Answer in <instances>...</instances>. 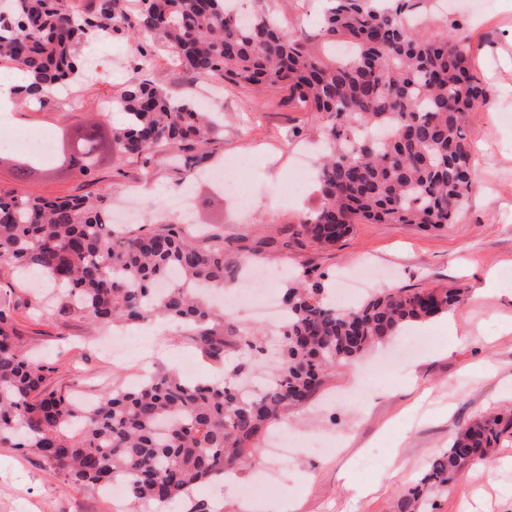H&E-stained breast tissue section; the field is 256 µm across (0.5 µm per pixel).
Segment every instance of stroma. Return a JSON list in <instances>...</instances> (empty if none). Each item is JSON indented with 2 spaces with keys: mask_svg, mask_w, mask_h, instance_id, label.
I'll use <instances>...</instances> for the list:
<instances>
[{
  "mask_svg": "<svg viewBox=\"0 0 512 512\" xmlns=\"http://www.w3.org/2000/svg\"><path fill=\"white\" fill-rule=\"evenodd\" d=\"M231 3L251 12L274 6L293 29H312L319 10L317 0ZM414 22L428 37L455 24L463 28L474 72L492 102L489 110L467 118L478 189L447 228L357 224L333 248L288 240L285 228L299 224L317 204L316 191L288 194L294 158L305 142L316 139V125L279 93L228 83L213 100L215 111L224 115V136L205 150L215 164L248 160L241 173L250 191L247 209H239L232 196L218 195L206 179L194 178L192 154L177 164L166 156L145 168L108 153L99 167L102 180L93 186L49 163L27 183L0 168V188L25 196L111 195L135 184L141 198L162 206L176 192L186 193L191 230L223 235L224 260L236 281L249 265L262 264L292 275L311 268L332 285L339 272L371 258L389 269L391 280L369 286V293L387 286L463 289L464 300L449 317L408 326L366 353L363 361L369 364L390 357L407 337L431 339L429 349L377 381L366 402L343 398L360 380L354 367L331 375L314 402L286 412L282 424L297 446L261 497L242 490V481L253 473L249 467L240 471L237 484L216 480L198 487L193 500L207 501L214 512H392L397 491L413 484L431 457L447 451L461 424L512 409V293H483L492 276L512 269V0H482L478 8L470 0H424ZM131 47L123 36L99 44L87 60L96 76L75 99L41 112L17 106L0 136L50 137L57 126L77 120L121 125L122 113L99 111L98 104L143 76L175 91L198 85V78L163 57L140 67ZM14 321L24 343L51 362L49 383L74 396L96 395L115 382L133 385L159 368L181 372L183 362L197 353L173 329L147 325L138 329L131 351L108 360L96 342L109 328L65 321L49 308L39 316L18 309ZM435 503L434 512H512V437L485 461L465 468ZM0 512H137V506L123 495L64 484L36 455L0 445Z\"/></svg>",
  "mask_w": 512,
  "mask_h": 512,
  "instance_id": "stroma-1",
  "label": "stroma"
}]
</instances>
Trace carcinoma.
I'll list each match as a JSON object with an SVG mask.
<instances>
[{"instance_id": "obj_1", "label": "carcinoma", "mask_w": 512, "mask_h": 512, "mask_svg": "<svg viewBox=\"0 0 512 512\" xmlns=\"http://www.w3.org/2000/svg\"><path fill=\"white\" fill-rule=\"evenodd\" d=\"M384 2L326 0L318 36L353 45L350 57L336 59L315 52L305 33L285 29L269 7L242 27L226 0H140L132 17L125 0H4L0 64L25 71V103L41 111L60 84L89 80L82 46L141 33L149 40L134 51L144 63L170 54L195 76L282 91L310 113L325 147L319 200L294 235L334 247L359 222L439 230L456 222L472 190L465 122L489 97L465 35L423 36L410 27L406 3ZM112 105L126 122L110 133L96 122L56 127V168L92 180L105 151L146 167L171 147L191 152L223 134L194 98L146 80L129 82ZM3 163L19 182L42 171L26 155L1 156ZM14 267L55 284L58 315L124 328L177 322L215 361L232 348L263 351L256 334L241 333L209 304L208 294L224 288L223 236L200 243L170 222L113 228L101 193L47 198L0 190V272ZM324 294L308 270L286 289L277 379L258 395L241 389L250 368L241 361L219 381L186 383L159 370L135 388L114 383L87 405L48 388L52 368L20 344L12 311H33L36 303L0 291V444L37 455L68 485L121 483L143 508L189 499L199 485L253 460L262 434L314 397L329 372L463 301L461 288L396 289L342 310ZM508 433L512 413L465 424L448 451L398 493L397 512L434 508L431 495L448 492Z\"/></svg>"}]
</instances>
